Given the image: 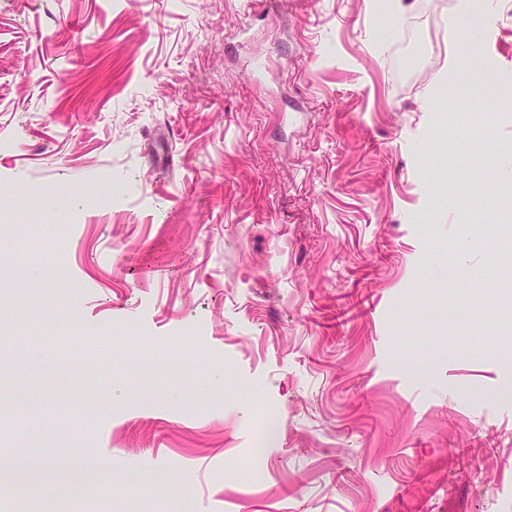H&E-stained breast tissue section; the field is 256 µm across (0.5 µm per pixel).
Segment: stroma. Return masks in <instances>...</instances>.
<instances>
[{"instance_id":"stroma-1","label":"stroma","mask_w":512,"mask_h":512,"mask_svg":"<svg viewBox=\"0 0 512 512\" xmlns=\"http://www.w3.org/2000/svg\"><path fill=\"white\" fill-rule=\"evenodd\" d=\"M375 3L0 0V512H512V0Z\"/></svg>"}]
</instances>
